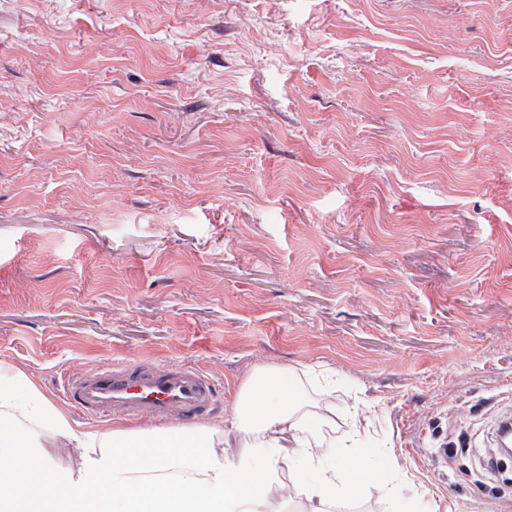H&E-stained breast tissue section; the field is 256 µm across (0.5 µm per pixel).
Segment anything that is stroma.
<instances>
[{
    "mask_svg": "<svg viewBox=\"0 0 512 512\" xmlns=\"http://www.w3.org/2000/svg\"><path fill=\"white\" fill-rule=\"evenodd\" d=\"M329 374L336 512H512V0H0V362Z\"/></svg>",
    "mask_w": 512,
    "mask_h": 512,
    "instance_id": "35a3bbf8",
    "label": "stroma"
}]
</instances>
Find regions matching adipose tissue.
Wrapping results in <instances>:
<instances>
[{
	"mask_svg": "<svg viewBox=\"0 0 512 512\" xmlns=\"http://www.w3.org/2000/svg\"><path fill=\"white\" fill-rule=\"evenodd\" d=\"M331 412L328 404L308 410L295 372L269 367L245 382L222 440L205 427L108 437L71 422L21 371L0 364V458L19 477L0 489V512H278L291 499L304 512H335L341 493L378 480L376 471L348 468L353 444L318 438ZM240 433L247 444L236 443ZM53 448L68 450L74 466L55 465ZM34 459L43 463L37 493L23 481ZM115 490L122 498H112Z\"/></svg>",
	"mask_w": 512,
	"mask_h": 512,
	"instance_id": "obj_1",
	"label": "adipose tissue"
}]
</instances>
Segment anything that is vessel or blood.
I'll return each mask as SVG.
<instances>
[{"label":"vessel or blood","mask_w":512,"mask_h":512,"mask_svg":"<svg viewBox=\"0 0 512 512\" xmlns=\"http://www.w3.org/2000/svg\"><path fill=\"white\" fill-rule=\"evenodd\" d=\"M65 398L91 416L189 419L215 410L217 390L195 365L131 360L68 377Z\"/></svg>","instance_id":"1"}]
</instances>
